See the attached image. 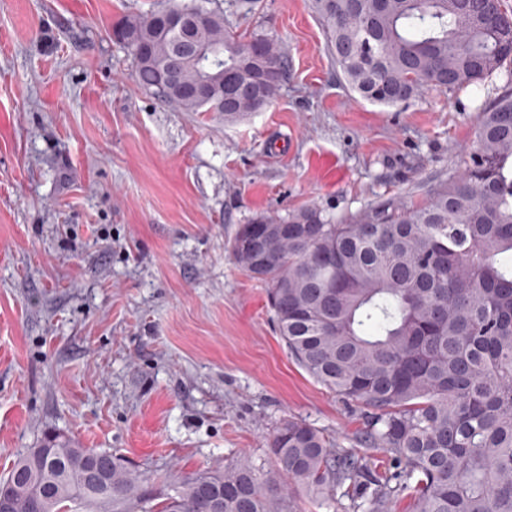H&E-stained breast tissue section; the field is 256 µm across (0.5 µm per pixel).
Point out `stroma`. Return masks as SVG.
Wrapping results in <instances>:
<instances>
[{
	"label": "stroma",
	"instance_id": "35a3bbf8",
	"mask_svg": "<svg viewBox=\"0 0 512 512\" xmlns=\"http://www.w3.org/2000/svg\"><path fill=\"white\" fill-rule=\"evenodd\" d=\"M166 3L0 0V477L48 431L157 477L269 467L288 418L384 470L363 407L291 358L226 243L259 212L421 201L505 76L376 105L346 89L311 0H216L292 60L271 104L227 122L136 84L112 29Z\"/></svg>",
	"mask_w": 512,
	"mask_h": 512
}]
</instances>
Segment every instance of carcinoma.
Instances as JSON below:
<instances>
[{
	"label": "carcinoma",
	"mask_w": 512,
	"mask_h": 512,
	"mask_svg": "<svg viewBox=\"0 0 512 512\" xmlns=\"http://www.w3.org/2000/svg\"><path fill=\"white\" fill-rule=\"evenodd\" d=\"M210 0H175L126 16L115 35L137 84L183 112L234 121L269 105L288 52L268 33L243 37ZM336 67L363 99L398 106L498 72L511 55L482 25V0H312ZM203 12L214 51L209 94L188 91L200 64L165 14ZM150 57L141 56V47ZM288 224L258 253L253 224ZM266 286L276 331L318 383L366 409L365 441L389 467L294 419L277 429L268 469L243 456L164 489L146 471L50 434L0 479V512H297L300 486L327 504L345 487L354 512H512V72L480 109L475 145L456 176L407 205L382 200L336 216L316 205L259 213L227 242Z\"/></svg>",
	"instance_id": "obj_1"
}]
</instances>
